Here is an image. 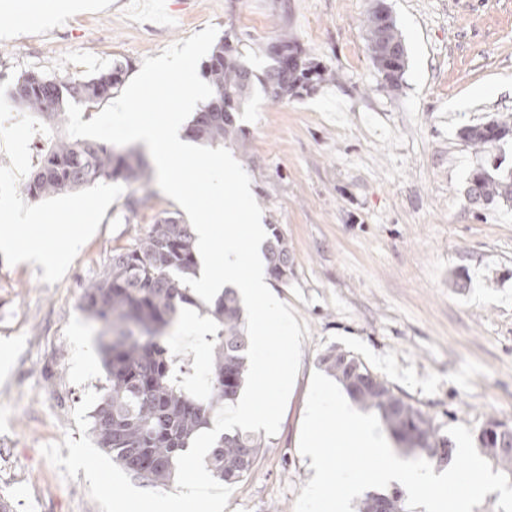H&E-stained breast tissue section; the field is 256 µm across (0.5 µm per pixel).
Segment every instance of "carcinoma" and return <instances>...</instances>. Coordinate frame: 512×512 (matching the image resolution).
Instances as JSON below:
<instances>
[{
    "label": "carcinoma",
    "mask_w": 512,
    "mask_h": 512,
    "mask_svg": "<svg viewBox=\"0 0 512 512\" xmlns=\"http://www.w3.org/2000/svg\"><path fill=\"white\" fill-rule=\"evenodd\" d=\"M376 18V11L368 10L363 25L368 51L377 64L381 37ZM276 45L298 56L291 68H284L272 52ZM266 56L268 63L258 76L246 64L242 51H226L222 39L214 45L201 70L213 94L187 126L190 138L210 145L236 139L240 129L234 111L256 81L275 99L301 98L334 76L286 35L267 45ZM123 75L124 68L118 63L92 78L67 83L32 73L17 82L15 95L26 111L42 116L52 128L65 120L66 100L102 101L122 82ZM510 134L512 125L498 120L461 132L468 143L483 150ZM148 168L147 160L135 148L51 136L32 162L25 192L38 199L103 178L144 182ZM467 194L473 200L504 198L511 202L512 181L480 170L471 176ZM194 242L192 225L176 216L158 219L132 246L112 251L97 277L85 286L81 300L82 310L100 324L106 338L101 343L104 393L93 411L92 434L98 447L125 470L159 485L171 479L177 456L189 448L199 431L210 426L217 409L237 399L246 372L249 339L237 292L226 288L213 306L204 307L181 281L196 275ZM265 259L273 276L281 279L279 263L289 259V250L288 241L276 229L266 242ZM185 304L204 307L215 322V334L206 337L210 361L205 376L209 395L205 399L197 398L189 389V369L169 352L166 342V330ZM320 363L353 400L378 411L403 447L424 451L439 463L451 456L448 441L437 437L422 411L385 382H350V371L359 378L372 376L353 356L331 350ZM497 426L499 422L491 420L481 430L480 447L512 468V454L498 452L491 437ZM260 448L258 438L247 432L224 433L207 454L206 467L213 477L233 485L252 469ZM359 512H400L399 496L370 495Z\"/></svg>",
    "instance_id": "1"
}]
</instances>
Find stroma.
Returning <instances> with one entry per match:
<instances>
[{
    "instance_id": "1",
    "label": "stroma",
    "mask_w": 512,
    "mask_h": 512,
    "mask_svg": "<svg viewBox=\"0 0 512 512\" xmlns=\"http://www.w3.org/2000/svg\"><path fill=\"white\" fill-rule=\"evenodd\" d=\"M386 2L406 48L396 90L367 50L372 0H112L52 27L37 19L44 0L0 11V213L21 223L95 204L75 255L62 236L35 241L38 256L23 259L0 243V497L13 512H100L85 476L64 479L41 452L80 439L73 412L105 383L83 289L113 250L185 212L154 182L103 180L29 199L32 147L46 126L9 93L28 73L69 81L119 63L132 79L146 57L209 25L242 32L254 69L285 33L336 73L299 99L254 87L236 114L241 137L225 144L264 224L288 242V279L271 280V291L308 333L280 427L224 512H294L310 475L298 448L310 378L332 348L421 409L438 437L459 424L480 432L491 419L512 428V202L467 197L475 170H512V136L481 153L461 135L495 118L512 123V0ZM213 327L180 317L168 330L171 352L200 375Z\"/></svg>"
}]
</instances>
